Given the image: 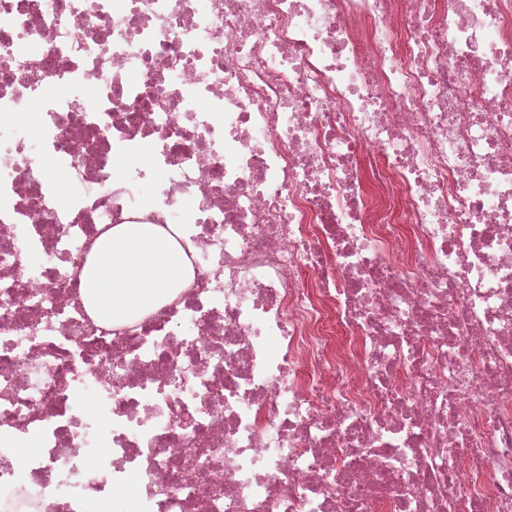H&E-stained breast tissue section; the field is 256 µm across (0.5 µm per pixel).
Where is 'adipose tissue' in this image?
I'll return each instance as SVG.
<instances>
[{"label":"adipose tissue","mask_w":512,"mask_h":512,"mask_svg":"<svg viewBox=\"0 0 512 512\" xmlns=\"http://www.w3.org/2000/svg\"><path fill=\"white\" fill-rule=\"evenodd\" d=\"M191 278L183 248L165 229L116 224L92 249L81 298L99 322L120 325L170 301Z\"/></svg>","instance_id":"1"}]
</instances>
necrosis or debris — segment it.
<instances>
[{
    "mask_svg": "<svg viewBox=\"0 0 512 512\" xmlns=\"http://www.w3.org/2000/svg\"><path fill=\"white\" fill-rule=\"evenodd\" d=\"M105 503L512 512V0H0V512ZM192 278L186 254L156 224H115L95 243L81 298L95 318L120 325L170 301Z\"/></svg>",
    "mask_w": 512,
    "mask_h": 512,
    "instance_id": "4bbe7bcc",
    "label": "necrosis or debris"
}]
</instances>
